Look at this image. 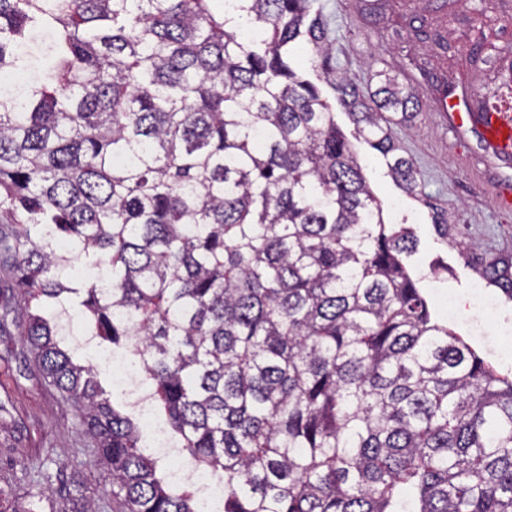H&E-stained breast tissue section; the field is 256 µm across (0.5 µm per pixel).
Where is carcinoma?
Wrapping results in <instances>:
<instances>
[{
    "mask_svg": "<svg viewBox=\"0 0 512 512\" xmlns=\"http://www.w3.org/2000/svg\"><path fill=\"white\" fill-rule=\"evenodd\" d=\"M315 0H0V267L23 340L81 415L105 469L70 512H198L140 451L141 415L75 362L55 309L135 351L170 439L224 476L216 512H512V375L437 319L320 89ZM482 96L512 94V46L485 30ZM410 76L332 88L388 175L426 196L391 115ZM76 249L99 284L65 275ZM44 512L50 491L8 511Z\"/></svg>",
    "mask_w": 512,
    "mask_h": 512,
    "instance_id": "cac0c4a2",
    "label": "carcinoma"
}]
</instances>
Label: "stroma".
I'll return each mask as SVG.
<instances>
[{
  "instance_id": "1",
  "label": "stroma",
  "mask_w": 512,
  "mask_h": 512,
  "mask_svg": "<svg viewBox=\"0 0 512 512\" xmlns=\"http://www.w3.org/2000/svg\"><path fill=\"white\" fill-rule=\"evenodd\" d=\"M316 0L327 40L335 45L334 65L364 88L378 84L376 74L415 75L412 90L420 104L410 121L394 125L393 136L413 158L425 182L429 203L400 189L387 174L383 156L358 139L346 108L335 99L326 71L310 62L298 69L332 103L336 124L352 144L363 175L391 222H404L418 239L407 266L421 275L429 298L442 295L452 305L448 324L476 352L500 371L512 372V299L488 283L485 269L495 263L512 268V212L496 202L499 179L512 180V160L490 157L473 135L457 136L439 110L452 64L435 58L433 39L442 36L455 47L459 61L474 51L464 33L480 23L478 10L464 20H449L443 0ZM447 212L449 222L435 225L433 210ZM469 248H462V241ZM484 282L477 292L472 282ZM26 311L0 312V473L8 475L17 496L51 484L54 512H65L77 480L94 481L90 444L81 436L76 410L44 378L34 351L21 340ZM28 470L10 469L18 456Z\"/></svg>"
}]
</instances>
